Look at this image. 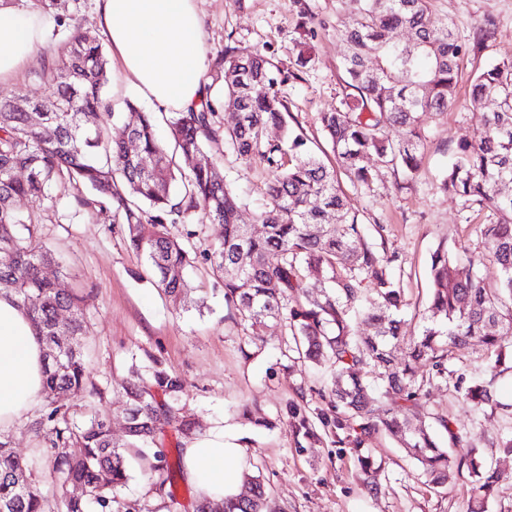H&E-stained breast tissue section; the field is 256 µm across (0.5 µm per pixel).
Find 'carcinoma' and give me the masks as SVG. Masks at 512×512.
<instances>
[{
    "mask_svg": "<svg viewBox=\"0 0 512 512\" xmlns=\"http://www.w3.org/2000/svg\"><path fill=\"white\" fill-rule=\"evenodd\" d=\"M433 2L356 0L340 24L351 92L321 113L320 123L338 164L356 184L368 185L377 175L370 158L405 177L417 171L422 117L446 112L454 101L470 46L448 18L437 16ZM36 3L53 13L66 40L57 54L44 58L38 75L54 88L48 111L34 113L39 102L23 95L0 97V288L27 311L42 347L54 336L71 344L59 348L57 359L44 358L49 402L30 423L41 446L21 458L0 441V512H143L139 501L120 496L130 479V458H147L145 450L158 445L165 427H191L177 404L182 379L158 362L150 376L121 383L124 441L112 437L109 419L93 408L82 422L71 417L65 400L103 399L90 380L81 343L88 297L59 287V275L46 276L47 268L61 265L33 235L20 234L26 219L16 207L20 198L43 199L58 182L88 187L92 198L81 205L127 226L131 247L145 255L148 273L175 302L187 295L185 270L195 258L167 225H218L217 244L199 258L222 276L228 313L253 331L269 318L284 317L298 355L330 367L320 420L354 450L364 488L374 495L381 490L382 465L363 445L383 432L416 461L426 482L442 485L450 470L467 477L468 512H487L501 473L439 417L448 439L464 448L449 454L420 414L424 386L448 378V357L465 353L476 340L484 346L486 365L461 398L474 411L512 412V403L501 401L494 389L498 376L512 372V350L498 336L484 335L493 326L512 336V57L473 75L470 104L482 112V125L457 143L442 179L445 191L486 212L487 223L479 225L481 247L433 254L425 325L418 335L406 336L398 319L405 299L390 267L393 258L362 241L361 220L336 186L335 171L288 127V104L279 89L284 79L271 59L224 54V106L239 116L224 143L239 159L263 163L269 175L268 206L256 216L264 231L257 236L241 223L238 197L207 151L220 136L212 107L176 112L169 120L178 166L157 138L150 113H137L126 137L112 139L104 122L112 110L108 61L97 35L78 22L79 0L66 7L58 0ZM397 28L408 32L405 41L390 38ZM271 125L283 129V140L268 139ZM394 128L402 138L389 136ZM145 224L154 227L147 238L141 234ZM312 277L327 284L318 295L310 294ZM359 320L372 333L358 334ZM402 342L407 359L399 361L394 347ZM422 360L431 364L426 379L418 378ZM375 401L380 406L373 407ZM287 416L301 439L317 437L298 406H288ZM74 447L81 454H73ZM147 475L164 508L175 504V472L163 452L153 453ZM245 478L251 495L226 499L217 509L200 500L195 512H267L263 483L248 473ZM74 483L87 493L67 496L65 488Z\"/></svg>",
    "mask_w": 512,
    "mask_h": 512,
    "instance_id": "1",
    "label": "carcinoma"
}]
</instances>
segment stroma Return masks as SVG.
Wrapping results in <instances>:
<instances>
[{
  "instance_id": "35a3bbf8",
  "label": "stroma",
  "mask_w": 512,
  "mask_h": 512,
  "mask_svg": "<svg viewBox=\"0 0 512 512\" xmlns=\"http://www.w3.org/2000/svg\"><path fill=\"white\" fill-rule=\"evenodd\" d=\"M321 20L306 30L300 4ZM207 33L209 67L205 78L215 99V127L231 125L233 113L220 99L224 86V52L233 48L271 57L293 77L281 92L291 112V127L306 138L336 180L350 208L364 223L383 225L370 243L383 245L394 256V275L408 305L402 314L406 335L417 334L430 300V264L440 248L477 245L478 226L486 216L477 207L441 188L453 149L471 138L481 125L480 113L469 103L473 73L492 61L512 55V0H436V14L448 17L462 38L477 48L465 58L455 100L448 111L426 119V140L419 170L412 179L380 170L373 183L357 186L338 169L321 129L320 114L336 106L345 93L343 46L336 35L338 16L354 10L353 0H201ZM112 100L108 126L121 137L130 120L128 104L153 113L156 133L169 141L168 115L110 71L106 88ZM224 158V180L240 197L242 220L261 232L254 217L267 204V174L263 164L237 159L224 146H211ZM86 187L56 184L39 201H20L32 218L38 241L61 255L62 283L88 294L86 334L82 338L91 360V377L103 391V412L112 420L116 438H123L125 398L116 383L134 371H145L159 359L185 382L181 402L195 428L217 421L236 427L247 450L246 468L262 477L271 512H466L468 485L449 473L443 486L418 479L414 463L387 435L369 444L381 461L382 490L372 495L362 486L347 446L337 444L329 428L318 427V438L299 443L286 414L296 404L309 417L324 407L321 397L329 384L326 367L290 351L285 321L267 320L259 339L224 307L223 285L210 267L197 264L187 271L186 304L173 302L146 274L145 257L129 245L123 225L89 215L76 200ZM485 353L473 345L464 356L449 359L452 377L434 380L426 388L422 418H448L482 448L501 473L487 512H512V455L499 446L512 434V416L500 411L473 415L457 389L466 385ZM251 411L250 420L240 416Z\"/></svg>"
}]
</instances>
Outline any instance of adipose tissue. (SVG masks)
Listing matches in <instances>:
<instances>
[{
	"instance_id": "obj_1",
	"label": "adipose tissue",
	"mask_w": 512,
	"mask_h": 512,
	"mask_svg": "<svg viewBox=\"0 0 512 512\" xmlns=\"http://www.w3.org/2000/svg\"><path fill=\"white\" fill-rule=\"evenodd\" d=\"M100 25L120 74L164 110L200 108L209 61L198 0H98ZM45 48V22L34 10L0 5V82ZM43 350L25 310L0 292V433L36 417L43 403ZM246 449L214 427L186 442L185 476L200 497L237 494Z\"/></svg>"
}]
</instances>
